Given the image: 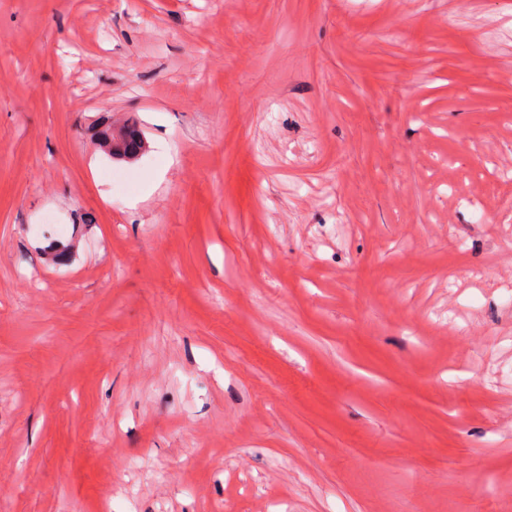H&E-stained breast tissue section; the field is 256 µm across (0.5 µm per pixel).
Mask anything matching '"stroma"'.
Returning a JSON list of instances; mask_svg holds the SVG:
<instances>
[{"label":"stroma","mask_w":512,"mask_h":512,"mask_svg":"<svg viewBox=\"0 0 512 512\" xmlns=\"http://www.w3.org/2000/svg\"><path fill=\"white\" fill-rule=\"evenodd\" d=\"M509 247L512 0H0V512H512Z\"/></svg>","instance_id":"obj_1"}]
</instances>
